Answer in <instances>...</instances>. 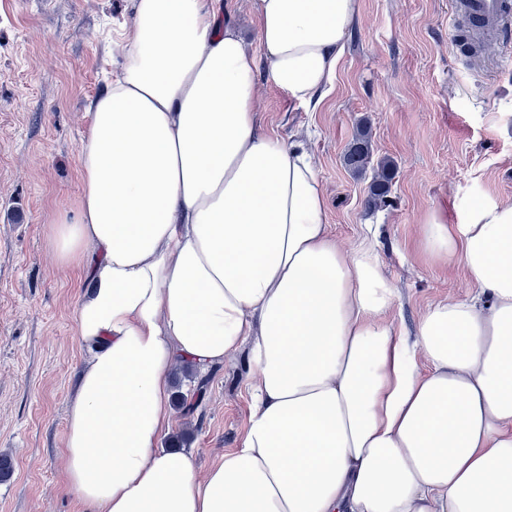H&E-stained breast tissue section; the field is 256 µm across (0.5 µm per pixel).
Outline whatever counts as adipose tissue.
I'll return each instance as SVG.
<instances>
[{"label": "adipose tissue", "mask_w": 512, "mask_h": 512, "mask_svg": "<svg viewBox=\"0 0 512 512\" xmlns=\"http://www.w3.org/2000/svg\"><path fill=\"white\" fill-rule=\"evenodd\" d=\"M262 57L222 0H131L123 72L89 106L75 310L93 353L67 408L66 477L96 512H512V202L428 215L422 247L474 295L414 339L376 241L341 248L308 153L259 129L258 59L291 99L332 83L358 0H255ZM243 353L253 404L205 476L164 450L169 376Z\"/></svg>", "instance_id": "1"}]
</instances>
